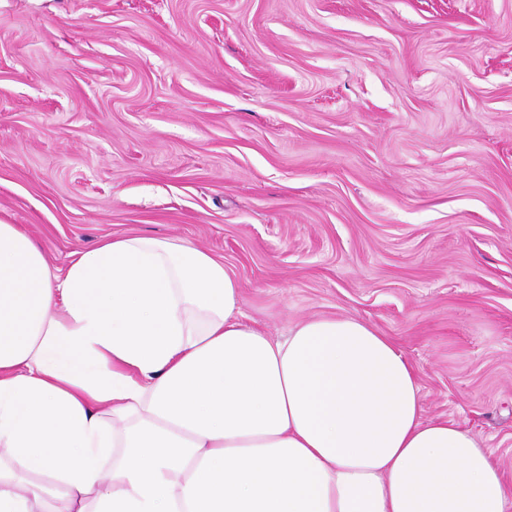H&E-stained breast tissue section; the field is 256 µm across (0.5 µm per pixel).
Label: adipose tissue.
<instances>
[{
    "label": "adipose tissue",
    "mask_w": 512,
    "mask_h": 512,
    "mask_svg": "<svg viewBox=\"0 0 512 512\" xmlns=\"http://www.w3.org/2000/svg\"><path fill=\"white\" fill-rule=\"evenodd\" d=\"M422 412L364 321L276 340L191 244L117 237L55 271L0 221V512H512L491 452Z\"/></svg>",
    "instance_id": "adipose-tissue-1"
}]
</instances>
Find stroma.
I'll list each match as a JSON object with an SVG mask.
<instances>
[{
	"label": "stroma",
	"instance_id": "1",
	"mask_svg": "<svg viewBox=\"0 0 512 512\" xmlns=\"http://www.w3.org/2000/svg\"><path fill=\"white\" fill-rule=\"evenodd\" d=\"M0 219L369 323L512 486V0H0Z\"/></svg>",
	"mask_w": 512,
	"mask_h": 512
}]
</instances>
